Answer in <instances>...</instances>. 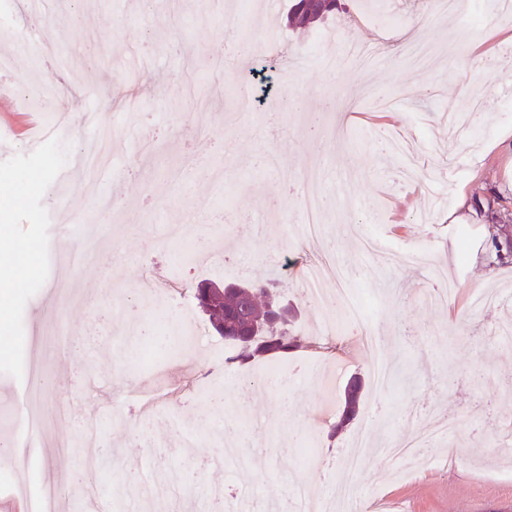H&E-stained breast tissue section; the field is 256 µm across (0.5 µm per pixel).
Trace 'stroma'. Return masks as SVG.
<instances>
[{
  "label": "stroma",
  "instance_id": "1",
  "mask_svg": "<svg viewBox=\"0 0 512 512\" xmlns=\"http://www.w3.org/2000/svg\"><path fill=\"white\" fill-rule=\"evenodd\" d=\"M344 10L313 28L288 27L289 0H0L5 31L39 24L40 44L0 43V255L16 259L6 324L0 325V385L42 371L43 405H77L97 417L104 464L95 488L101 512H289L293 489L332 490L354 480L364 512H512V264L488 258V227L449 223L460 200L479 215L512 214V158L493 147L512 136V17H442L425 0H341ZM249 40L276 35L274 53L226 66V32ZM434 47L430 69L404 56L407 41ZM375 53L351 64L349 44ZM431 89H421L422 81ZM490 106L474 129H448L449 113ZM57 134L29 149L20 125L29 111ZM415 145L418 170L434 182L424 195L378 143L383 132ZM116 143L108 191L117 207L97 211L76 168L85 142ZM321 170L327 213L318 243L302 236V193L283 195L285 174ZM72 178L59 188L56 174ZM195 239L223 238L220 261L171 263V224ZM95 234L94 260L69 253ZM376 234L419 252L421 263L379 265L361 249ZM333 260L369 308L400 381L378 394L371 351L352 326L321 331L322 311L302 292L308 265ZM456 285L429 305L434 270ZM276 273V290L295 314L299 347L276 364L285 391L264 389L233 363V348L211 329L193 297L207 278L247 281ZM184 283V298L151 325L153 343L131 328L150 307L156 279ZM192 321L196 348L165 343L171 326ZM73 333L64 355L46 354L49 325ZM364 381L359 414L339 427L350 377ZM253 425H246L244 415ZM438 415L448 432L419 465L384 476L383 445L413 438ZM377 446L361 471L344 466L363 421ZM0 439L17 445L0 460V498L13 489L61 505L84 498L78 478L87 452L71 418H48L35 446L13 395L0 393ZM310 450L311 465L300 463Z\"/></svg>",
  "mask_w": 512,
  "mask_h": 512
}]
</instances>
